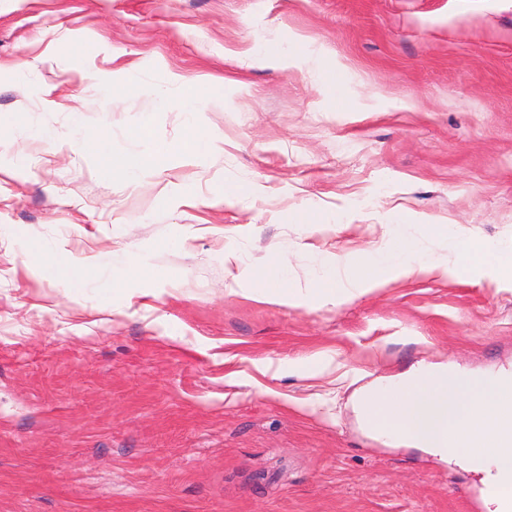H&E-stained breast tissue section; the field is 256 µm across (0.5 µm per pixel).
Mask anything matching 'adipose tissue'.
Wrapping results in <instances>:
<instances>
[{"instance_id":"adipose-tissue-1","label":"adipose tissue","mask_w":512,"mask_h":512,"mask_svg":"<svg viewBox=\"0 0 512 512\" xmlns=\"http://www.w3.org/2000/svg\"><path fill=\"white\" fill-rule=\"evenodd\" d=\"M107 142L108 135L103 131L95 132L84 140L85 146L100 153L105 164L123 173L126 180H136L160 161L159 154L152 150L117 153L108 148ZM401 239V234H393L368 252L365 259L335 261L336 275L316 282L312 295L322 302L339 304L354 293L366 292L397 276L416 273L444 276L454 271L456 261L453 256H438L420 246L412 249L402 245Z\"/></svg>"}]
</instances>
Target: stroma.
Wrapping results in <instances>:
<instances>
[{"instance_id":"35a3bbf8","label":"stroma","mask_w":512,"mask_h":512,"mask_svg":"<svg viewBox=\"0 0 512 512\" xmlns=\"http://www.w3.org/2000/svg\"><path fill=\"white\" fill-rule=\"evenodd\" d=\"M146 114L165 154L130 184L80 134L136 151ZM435 224L457 274L339 305L236 281L281 248L309 288L392 228L438 253ZM510 237L512 0H0V512H488L459 455L375 440L352 400L512 372V285L470 269ZM35 260L39 265L53 264L59 279L68 288H82L88 278L86 267L75 260L68 259L64 252H39Z\"/></svg>"}]
</instances>
